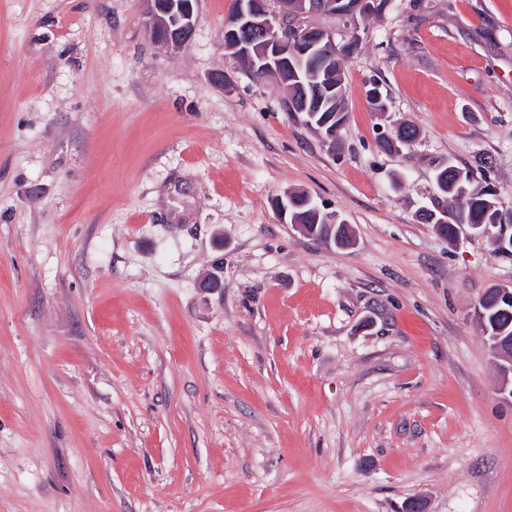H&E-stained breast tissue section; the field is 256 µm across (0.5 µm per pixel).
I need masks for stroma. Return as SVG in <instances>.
I'll use <instances>...</instances> for the list:
<instances>
[{"instance_id":"35a3bbf8","label":"stroma","mask_w":512,"mask_h":512,"mask_svg":"<svg viewBox=\"0 0 512 512\" xmlns=\"http://www.w3.org/2000/svg\"><path fill=\"white\" fill-rule=\"evenodd\" d=\"M232 2L173 52L147 0H0V512H512L475 315L512 255L416 219L436 157L512 210V0L310 16L351 47L333 145L225 51ZM401 126L402 130L404 131L403 137L399 135L396 136L395 142H392L391 140L388 139H380L379 146L381 149L388 153H394L399 149L401 151L408 150L414 145L418 136L417 128L415 127V125L411 123H405L400 125V127ZM293 193L295 192L286 190L282 195L278 196V200L275 201V208L278 211L282 222L285 224H291V227L296 232L305 236L311 237V235L307 232L306 227L304 226L306 224L309 226V232L313 235L314 238H319L322 235L327 234V224L332 223H328L325 220V215L334 214L330 212L321 211L318 216V219L316 220L317 215L315 212H313L315 208L314 202L312 201V203L306 204L307 199H311V197L308 194L301 192L300 194L295 196L296 200L292 201V204H288V197H290ZM335 225L336 228L334 229V231L333 227H331L329 233L326 236H323L321 243L327 246H332L334 244V246L336 247L337 240L342 247L351 246L352 244L348 225L344 224L343 221L339 220L337 216ZM335 230L336 233L333 236V232H335Z\"/></svg>"}]
</instances>
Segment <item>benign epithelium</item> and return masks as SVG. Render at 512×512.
Listing matches in <instances>:
<instances>
[{"label":"benign epithelium","mask_w":512,"mask_h":512,"mask_svg":"<svg viewBox=\"0 0 512 512\" xmlns=\"http://www.w3.org/2000/svg\"><path fill=\"white\" fill-rule=\"evenodd\" d=\"M342 0H319L318 6L307 9V0H279L280 10H270L267 0H251L250 20L240 10L233 11L226 21V38L234 48L242 49L249 56L256 55L262 66L250 67L253 75H271L282 84L295 79L294 59L309 58L320 72L330 65L332 58L324 54L323 44L333 41V36L322 28L303 26L298 18L310 13L338 14L336 5ZM196 23L192 2L181 5L172 14L166 0H150L148 24L154 41L172 51H179L190 41ZM490 348L503 374L504 385H509L512 374V336H496L490 340Z\"/></svg>","instance_id":"benign-epithelium-1"}]
</instances>
